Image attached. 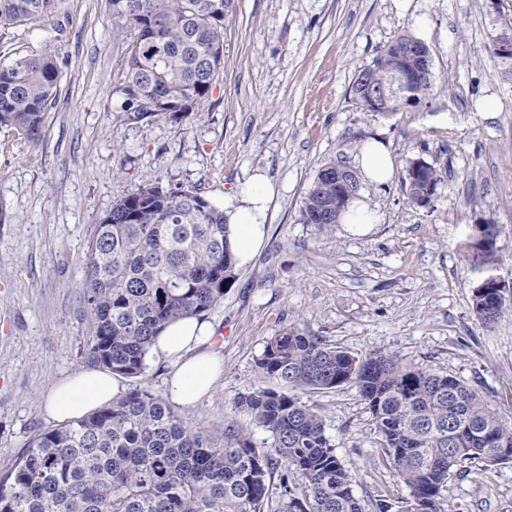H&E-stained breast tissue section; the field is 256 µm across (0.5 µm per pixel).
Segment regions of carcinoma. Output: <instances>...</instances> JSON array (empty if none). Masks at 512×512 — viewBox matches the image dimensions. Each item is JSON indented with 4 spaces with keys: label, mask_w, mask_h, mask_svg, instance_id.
<instances>
[{
    "label": "carcinoma",
    "mask_w": 512,
    "mask_h": 512,
    "mask_svg": "<svg viewBox=\"0 0 512 512\" xmlns=\"http://www.w3.org/2000/svg\"><path fill=\"white\" fill-rule=\"evenodd\" d=\"M58 2L0 0V29L50 22ZM234 2L107 0L112 27L132 32L116 88L127 120L176 123L199 111L224 64ZM422 51L428 45L412 35L391 40L355 78L357 109L391 116L421 106L434 84V75L422 73ZM60 61L50 44L0 65V125L32 142L42 139L46 112L59 94ZM368 86L389 94L380 101L367 94ZM336 167L330 160L317 171L300 223L326 229L358 197L360 181L351 189L336 183ZM406 180L410 200L427 206L441 176L418 158L409 161ZM497 236V225L484 221L465 245L490 265ZM237 266L224 211L192 189L142 180L112 204L84 253L78 288L89 334L83 359L127 378L143 376L149 346L164 326L224 299ZM472 308L490 325L506 302L485 285L473 292ZM256 366L282 390H253L238 405L270 434V448H257L234 424L224 426V444H218L139 386L35 435L0 484V512H265L269 482L280 468L274 512H363L321 415L296 396L347 386L370 414L396 482L408 490L399 512H441L448 479L466 461H512V424L482 392L451 375L405 366L395 354L356 357L289 327L266 340ZM290 470L301 475V486L288 484Z\"/></svg>",
    "instance_id": "obj_1"
}]
</instances>
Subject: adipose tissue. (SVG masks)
<instances>
[{"instance_id":"ef3b65f1","label":"adipose tissue","mask_w":512,"mask_h":512,"mask_svg":"<svg viewBox=\"0 0 512 512\" xmlns=\"http://www.w3.org/2000/svg\"><path fill=\"white\" fill-rule=\"evenodd\" d=\"M355 166L374 185L388 182L394 171L389 148L376 139L366 143ZM270 196L269 179L258 172L238 196L224 201L230 238L240 261L251 259L264 238ZM213 334L208 323L193 316L168 325L156 337L148 356L167 363L166 391L172 403L195 404L223 374L224 360L214 348ZM122 389L119 377L111 371L84 368L60 379L45 396L43 408L50 418L64 423L110 405Z\"/></svg>"}]
</instances>
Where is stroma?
<instances>
[{
  "mask_svg": "<svg viewBox=\"0 0 512 512\" xmlns=\"http://www.w3.org/2000/svg\"><path fill=\"white\" fill-rule=\"evenodd\" d=\"M56 20L0 30V64L51 43L62 59L42 140L0 126V481L37 432L57 426L41 403L85 365L78 283L87 242L113 202L149 175L215 205L255 171L271 184L263 243L204 315L224 374L179 409L216 442L233 423L269 447L238 400L276 388L255 361L284 327L357 356L395 353L406 365L455 376L512 422V311L486 326L471 305L490 276L512 304V60L492 46L512 23V0H235L211 97L176 124L123 116L116 88L130 34L112 28L106 0H61ZM404 33L430 48L431 95L388 118L359 111V70ZM370 139L389 147L395 165L389 185L360 190L378 223L361 232L299 223L318 169L330 160L354 165ZM413 158L441 175L425 207L407 194ZM482 220L499 229L488 266L463 247ZM299 398L323 418L363 512H376L379 496H406L355 389ZM441 510L512 512V462L451 476Z\"/></svg>",
  "mask_w": 512,
  "mask_h": 512,
  "instance_id": "35a3bbf8",
  "label": "stroma"
}]
</instances>
